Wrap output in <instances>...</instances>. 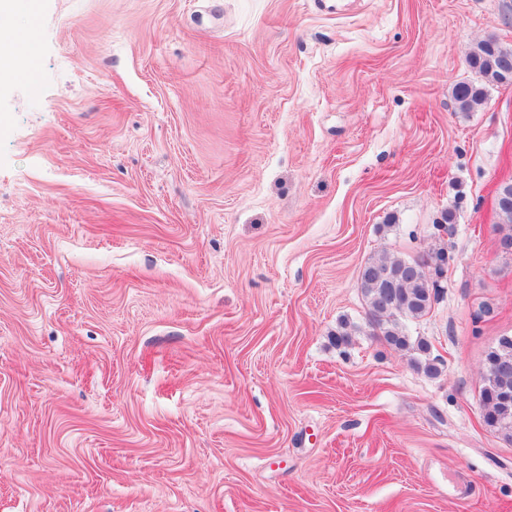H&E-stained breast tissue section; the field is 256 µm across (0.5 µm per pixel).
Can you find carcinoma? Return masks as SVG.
Segmentation results:
<instances>
[{"mask_svg":"<svg viewBox=\"0 0 512 512\" xmlns=\"http://www.w3.org/2000/svg\"><path fill=\"white\" fill-rule=\"evenodd\" d=\"M476 74L473 81L458 82L453 98L460 112H471L486 98L487 88L512 84V45L491 36L467 55ZM500 236L512 242V182L502 183L494 200ZM359 281L368 311L378 316L370 324L372 335L389 347L414 352L411 362L430 377L440 373L432 344L413 337L410 325L428 315L438 300L440 285L432 270L411 265V259L384 251L369 258L360 269ZM486 426L512 440V336H502L487 352L481 391Z\"/></svg>","mask_w":512,"mask_h":512,"instance_id":"obj_1","label":"carcinoma"}]
</instances>
